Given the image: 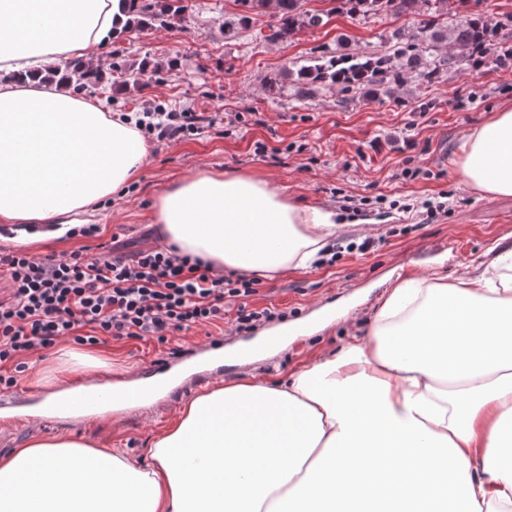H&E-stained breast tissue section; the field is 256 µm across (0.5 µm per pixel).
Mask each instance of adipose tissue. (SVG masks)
Instances as JSON below:
<instances>
[{
    "label": "adipose tissue",
    "instance_id": "1",
    "mask_svg": "<svg viewBox=\"0 0 512 512\" xmlns=\"http://www.w3.org/2000/svg\"><path fill=\"white\" fill-rule=\"evenodd\" d=\"M118 0H0V223L81 224L136 183L150 145L98 100L43 79L93 64ZM460 179L512 197V106L463 140ZM218 274L318 262L342 226L255 173L201 171L151 211ZM151 464L68 436L0 457V512H512V247L459 281L388 288L367 337L280 382L203 389Z\"/></svg>",
    "mask_w": 512,
    "mask_h": 512
}]
</instances>
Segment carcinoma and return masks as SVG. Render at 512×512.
Instances as JSON below:
<instances>
[{
    "mask_svg": "<svg viewBox=\"0 0 512 512\" xmlns=\"http://www.w3.org/2000/svg\"><path fill=\"white\" fill-rule=\"evenodd\" d=\"M239 11L224 22L232 32L247 28L254 17L269 14L276 19L264 39L288 40L304 29L317 28L331 12H345L352 18L376 15H403L416 12L418 0H338L340 7L326 12L305 8V0H234ZM427 17L412 31L396 29L391 35L393 49L378 55L336 53L296 71L298 94L305 95L313 87L328 83L345 91L358 89L374 98L405 85L407 78L420 85L433 82L440 72L475 70L490 57L512 60V43L504 30L512 26V16L496 22L470 8V0H425ZM120 13L125 16L121 26L113 28L117 40L133 29L165 27L183 10L182 0H119ZM455 17L448 24L441 21ZM45 79L75 82L77 89H91L101 82L99 72L89 66L72 72L57 70Z\"/></svg>",
    "mask_w": 512,
    "mask_h": 512,
    "instance_id": "1",
    "label": "carcinoma"
}]
</instances>
